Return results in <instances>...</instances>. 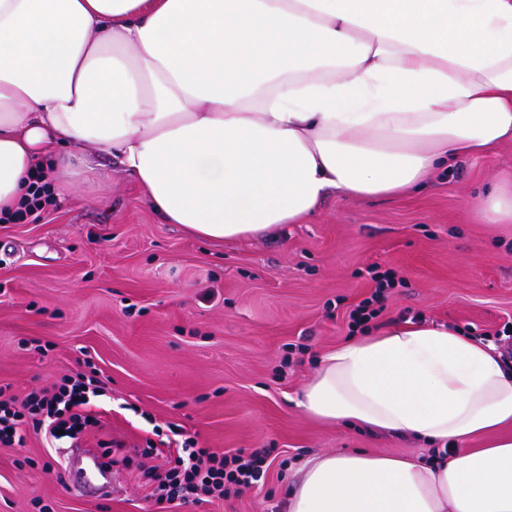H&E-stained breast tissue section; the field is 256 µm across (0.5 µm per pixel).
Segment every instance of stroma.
Instances as JSON below:
<instances>
[{
	"label": "stroma",
	"mask_w": 512,
	"mask_h": 512,
	"mask_svg": "<svg viewBox=\"0 0 512 512\" xmlns=\"http://www.w3.org/2000/svg\"><path fill=\"white\" fill-rule=\"evenodd\" d=\"M507 174L512 142L402 198L333 191L306 223L224 245L164 223L118 171L0 223V384L22 398L91 369L105 389L76 448L33 432L0 446V512H156L144 475L167 461L172 424L218 452L263 454L269 468L255 486L171 512H281L313 454L420 455L408 438L313 420L298 400L320 358L350 338L374 264L403 284L370 332L444 325L512 363V224L472 208ZM76 450L111 462L108 492L72 495L64 469Z\"/></svg>",
	"instance_id": "stroma-1"
}]
</instances>
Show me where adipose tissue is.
<instances>
[{
    "label": "adipose tissue",
    "instance_id": "1",
    "mask_svg": "<svg viewBox=\"0 0 512 512\" xmlns=\"http://www.w3.org/2000/svg\"><path fill=\"white\" fill-rule=\"evenodd\" d=\"M512 140V0H0V214L108 153L168 224L222 243L304 223L331 191L396 198ZM311 417L424 457L323 452L282 512H512V370L443 326L319 361Z\"/></svg>",
    "mask_w": 512,
    "mask_h": 512
}]
</instances>
